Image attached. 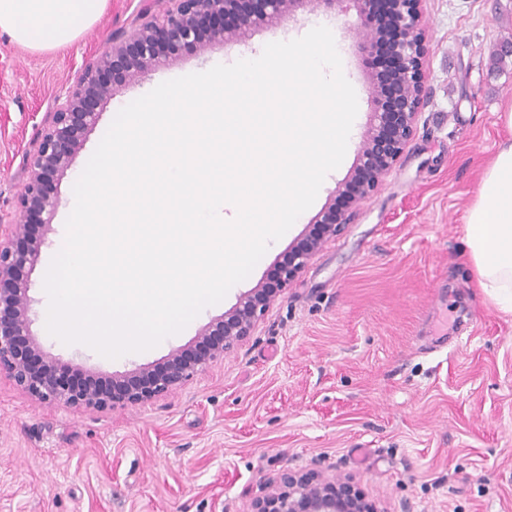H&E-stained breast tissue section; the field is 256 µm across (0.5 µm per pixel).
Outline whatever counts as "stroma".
I'll list each match as a JSON object with an SVG mask.
<instances>
[{"label": "stroma", "mask_w": 512, "mask_h": 512, "mask_svg": "<svg viewBox=\"0 0 512 512\" xmlns=\"http://www.w3.org/2000/svg\"><path fill=\"white\" fill-rule=\"evenodd\" d=\"M141 0H109L64 51L32 52L0 35V216L17 219L26 160L58 98L109 45L132 33ZM426 95L399 162L280 295L253 336L181 387L107 410L42 403L0 375V512H247L265 480L314 470L351 475L388 512H512V315L479 288L463 218L480 175L512 138V0H425ZM355 9L304 12L214 43L117 87L65 173L30 274L31 331L51 356L108 381L194 344L239 297L273 281L316 215L351 178L373 102L355 50ZM317 26L335 38L358 113L341 165L313 205L218 304L157 347L108 359L46 330L44 276L65 238L73 186L116 114L160 83L258 58Z\"/></svg>", "instance_id": "35a3bbf8"}]
</instances>
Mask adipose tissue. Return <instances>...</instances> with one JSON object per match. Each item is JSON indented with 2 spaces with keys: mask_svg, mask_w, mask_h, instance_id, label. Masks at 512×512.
Wrapping results in <instances>:
<instances>
[{
  "mask_svg": "<svg viewBox=\"0 0 512 512\" xmlns=\"http://www.w3.org/2000/svg\"><path fill=\"white\" fill-rule=\"evenodd\" d=\"M108 0H0V34L34 52L70 47L104 14ZM479 285L512 313V140L487 164L464 216Z\"/></svg>",
  "mask_w": 512,
  "mask_h": 512,
  "instance_id": "1",
  "label": "adipose tissue"
}]
</instances>
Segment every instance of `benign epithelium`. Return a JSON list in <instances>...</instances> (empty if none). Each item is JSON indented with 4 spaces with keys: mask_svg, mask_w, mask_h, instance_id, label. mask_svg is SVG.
I'll use <instances>...</instances> for the list:
<instances>
[{
    "mask_svg": "<svg viewBox=\"0 0 512 512\" xmlns=\"http://www.w3.org/2000/svg\"><path fill=\"white\" fill-rule=\"evenodd\" d=\"M350 1L361 20L358 52L365 60L369 93L374 102L362 133L359 169L363 177L336 186L346 197L341 210L329 207L314 220L319 233L288 254L272 283H261L243 294L237 304L199 333L195 345L173 350L158 366H139L112 376L106 385L85 383L80 369L65 376L55 358L31 333L29 273L37 264L45 237L29 232L33 224L47 225L57 208L50 184L64 173L97 122L98 108L107 104L115 87L133 82L149 71L170 65L184 53H199L211 44H244L264 26L295 16L299 11L336 9ZM171 7L151 14L130 35H112L110 46L83 69L76 84L56 101L50 124L29 156L27 183L17 200L18 222L0 225V373L4 372L32 398L64 406L106 410L135 406L177 388L210 363L243 344L269 311L277 296L305 269L325 242L353 223L363 201L399 161L411 141L425 92L428 51L424 0H389L391 8L375 13V0H168ZM400 38L392 45L395 66L379 74L370 65L377 44L391 30ZM250 512H387L369 499L346 474L322 475L287 471L268 479Z\"/></svg>",
    "mask_w": 512,
    "mask_h": 512,
    "instance_id": "7a95c632",
    "label": "benign epithelium"
}]
</instances>
